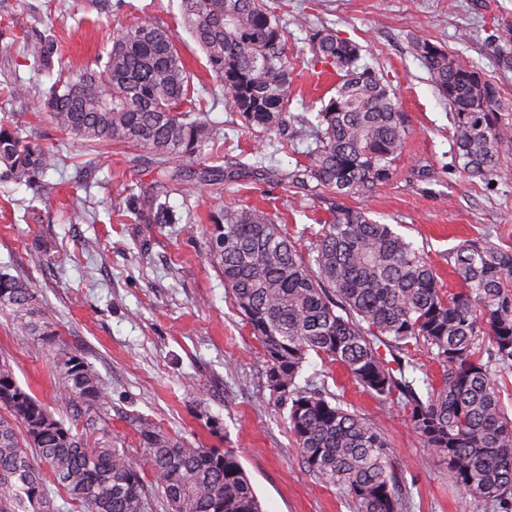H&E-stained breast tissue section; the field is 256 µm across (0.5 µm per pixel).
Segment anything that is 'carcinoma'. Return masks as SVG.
I'll return each mask as SVG.
<instances>
[{
	"instance_id": "1",
	"label": "carcinoma",
	"mask_w": 512,
	"mask_h": 512,
	"mask_svg": "<svg viewBox=\"0 0 512 512\" xmlns=\"http://www.w3.org/2000/svg\"><path fill=\"white\" fill-rule=\"evenodd\" d=\"M180 15L245 125L261 133L285 126L292 78L283 15L264 0H181ZM503 32L496 57L512 71V26ZM308 33L313 66L335 71L339 81L305 119L315 147L288 183L314 181L336 195L332 220L305 254L268 212L218 205L206 260L262 346L266 386L287 410L302 463L346 493L354 512H400L405 478L373 421L299 383L313 354L342 366L379 400L400 397L429 459L447 464L448 479L471 497L474 512L494 503L512 512V417L496 383L512 372V251L489 240L459 244L449 260L463 289L451 293L413 242L370 211L341 203L367 198L393 177L408 127L359 45L326 27ZM414 50L453 111L458 168L491 182L512 142V105L480 69L443 46L423 39ZM105 56L93 68L59 70L40 109L88 147L115 143L145 153L156 177L126 185L115 205L142 224H176L168 183L224 139V128L197 113L175 33L149 13L118 29ZM23 134L22 126L0 121V182L39 187L57 158ZM0 308L34 336L56 335L29 283L2 271ZM419 347L442 368L439 385L423 380L424 394L405 376L417 370L411 351ZM55 365L66 402L99 404L102 380L78 356L62 349ZM139 432L146 468L104 428L88 445L1 364L0 512H49L53 491L82 512H154L147 470L164 512H262L233 452L187 448L147 421Z\"/></svg>"
}]
</instances>
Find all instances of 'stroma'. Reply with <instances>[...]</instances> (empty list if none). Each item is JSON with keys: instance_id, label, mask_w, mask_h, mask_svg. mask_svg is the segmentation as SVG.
<instances>
[{"instance_id": "1", "label": "stroma", "mask_w": 512, "mask_h": 512, "mask_svg": "<svg viewBox=\"0 0 512 512\" xmlns=\"http://www.w3.org/2000/svg\"><path fill=\"white\" fill-rule=\"evenodd\" d=\"M288 27L293 82L284 131L249 130L223 92L206 58L176 25L180 0H0V120L23 125L29 139L53 147L42 202L26 184L0 183V271L35 289L57 332L55 346L19 329L0 309V364L73 432L107 427L138 459L147 450L139 420L153 422L190 448L233 450L264 512H353L347 495L320 482L301 462L263 377L264 356L224 280L205 259L214 205L257 207L277 218L300 246L332 218L333 195L287 187L284 176L305 163L312 142L301 115L329 99L336 73L310 64L307 27L327 26L358 44L390 86L409 133L392 179L366 200L376 219L424 249L445 288L461 284L448 263L464 240H490L512 251V144L493 184L470 179L455 165L452 112L414 51L430 39L478 67L512 101V71L498 68L491 41L512 25V0H280ZM175 29L183 59L205 87L204 110L224 123L218 153L225 174L216 187L191 165L169 203L177 224H139L113 208L133 180L151 182L147 157L121 144L88 151L56 129L38 107L61 66L93 61L112 32L134 24L141 7ZM53 36L54 54L41 65L27 46ZM30 79L27 98L11 95L15 76ZM42 249L45 260L31 256ZM79 356L102 380L104 401L91 413L58 397L56 347ZM314 387L342 396L350 410L375 420L402 468L409 500L402 512H472L450 491L448 470L429 460L399 400H378L352 384L339 365L310 357L302 372Z\"/></svg>"}]
</instances>
